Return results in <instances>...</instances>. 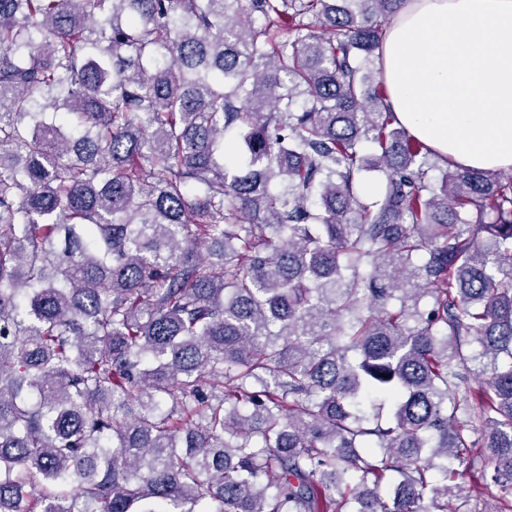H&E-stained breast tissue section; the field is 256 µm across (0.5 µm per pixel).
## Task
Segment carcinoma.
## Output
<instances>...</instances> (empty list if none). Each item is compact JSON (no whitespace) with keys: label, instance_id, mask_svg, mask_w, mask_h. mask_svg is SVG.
I'll list each match as a JSON object with an SVG mask.
<instances>
[{"label":"carcinoma","instance_id":"carcinoma-1","mask_svg":"<svg viewBox=\"0 0 512 512\" xmlns=\"http://www.w3.org/2000/svg\"><path fill=\"white\" fill-rule=\"evenodd\" d=\"M405 2L0 0V512H512V170L390 111Z\"/></svg>","mask_w":512,"mask_h":512}]
</instances>
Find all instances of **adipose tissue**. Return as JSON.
Here are the masks:
<instances>
[{"instance_id": "adipose-tissue-1", "label": "adipose tissue", "mask_w": 512, "mask_h": 512, "mask_svg": "<svg viewBox=\"0 0 512 512\" xmlns=\"http://www.w3.org/2000/svg\"><path fill=\"white\" fill-rule=\"evenodd\" d=\"M379 68L398 122L452 166L512 169V0H406Z\"/></svg>"}]
</instances>
